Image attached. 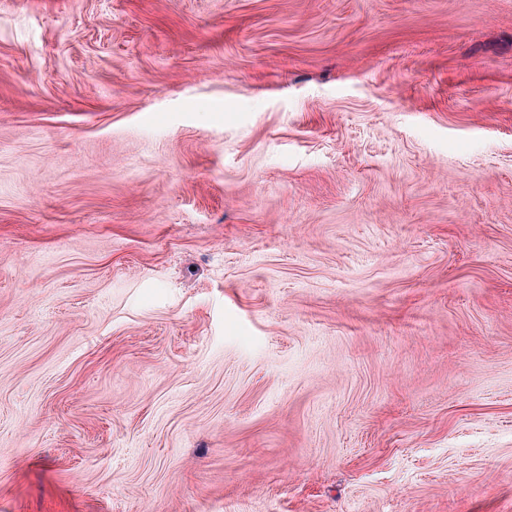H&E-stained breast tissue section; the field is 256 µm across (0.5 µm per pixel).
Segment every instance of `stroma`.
Returning a JSON list of instances; mask_svg holds the SVG:
<instances>
[{
	"label": "stroma",
	"instance_id": "stroma-1",
	"mask_svg": "<svg viewBox=\"0 0 512 512\" xmlns=\"http://www.w3.org/2000/svg\"><path fill=\"white\" fill-rule=\"evenodd\" d=\"M0 512H512V0H0Z\"/></svg>",
	"mask_w": 512,
	"mask_h": 512
}]
</instances>
